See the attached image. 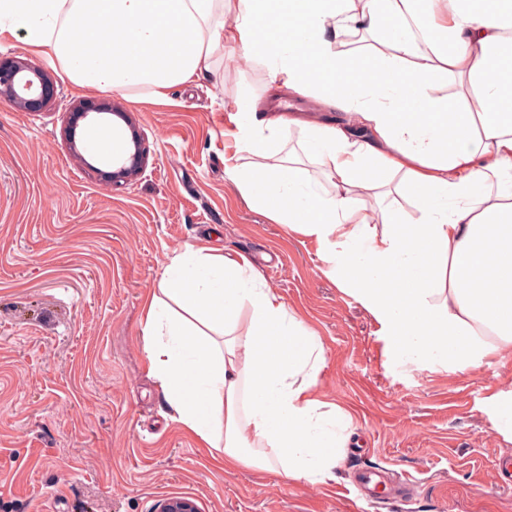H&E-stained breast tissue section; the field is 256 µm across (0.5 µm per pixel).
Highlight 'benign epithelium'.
I'll list each match as a JSON object with an SVG mask.
<instances>
[{
    "label": "benign epithelium",
    "mask_w": 512,
    "mask_h": 512,
    "mask_svg": "<svg viewBox=\"0 0 512 512\" xmlns=\"http://www.w3.org/2000/svg\"><path fill=\"white\" fill-rule=\"evenodd\" d=\"M55 98V85L49 74L39 65L26 60L0 61V99L27 110L39 111ZM102 113V109L84 104L71 113L67 136L75 144L79 121L90 114ZM133 149L112 160V171L108 178L117 185L140 172L146 164L136 132H131ZM155 512H197L194 503L184 498L167 499L158 504Z\"/></svg>",
    "instance_id": "7a95c632"
}]
</instances>
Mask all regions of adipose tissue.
<instances>
[{
  "instance_id": "adipose-tissue-1",
  "label": "adipose tissue",
  "mask_w": 512,
  "mask_h": 512,
  "mask_svg": "<svg viewBox=\"0 0 512 512\" xmlns=\"http://www.w3.org/2000/svg\"><path fill=\"white\" fill-rule=\"evenodd\" d=\"M20 31L81 88L157 94L228 43L270 86L346 111L300 121L313 174L275 162L283 118L238 109L236 151L251 159L228 165L230 182L320 245L396 362L463 372L512 355V0H234L229 14L224 0H0V35ZM360 32L368 68L344 49ZM396 176L415 214L370 223L355 190L382 196ZM142 333L173 420L225 466L335 479L352 418L319 396L323 343L245 257L203 245L172 257Z\"/></svg>"
}]
</instances>
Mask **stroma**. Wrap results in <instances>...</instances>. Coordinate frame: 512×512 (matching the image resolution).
Returning <instances> with one entry per match:
<instances>
[{
  "mask_svg": "<svg viewBox=\"0 0 512 512\" xmlns=\"http://www.w3.org/2000/svg\"><path fill=\"white\" fill-rule=\"evenodd\" d=\"M43 67L52 105L0 100V512H153L177 497L198 512H512L496 466L512 442L485 412L512 387V356L463 373L399 366L380 324L325 275L318 243L250 208L227 179L244 89L270 111L260 68L220 49L210 72L156 97L80 88L59 63ZM83 102L105 112L71 143L66 122ZM97 127L139 136L147 164L130 182L94 170ZM201 243L245 256L318 332L320 390L351 411L363 449L336 480L225 470L172 420L140 323L164 265ZM363 469L407 480L405 497L357 501Z\"/></svg>",
  "mask_w": 512,
  "mask_h": 512,
  "instance_id": "obj_1",
  "label": "stroma"
}]
</instances>
